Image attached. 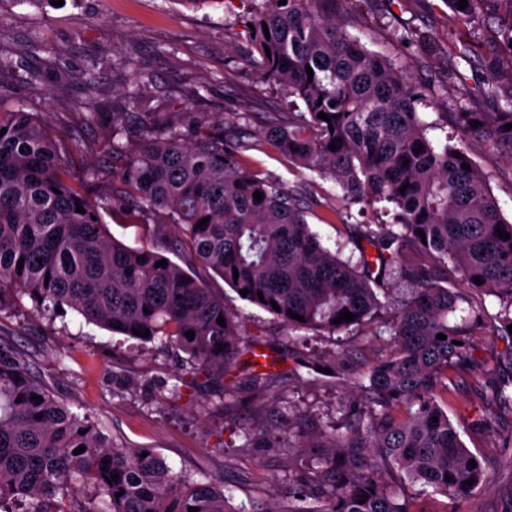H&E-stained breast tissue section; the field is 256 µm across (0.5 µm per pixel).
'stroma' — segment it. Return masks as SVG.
<instances>
[{
	"label": "stroma",
	"mask_w": 512,
	"mask_h": 512,
	"mask_svg": "<svg viewBox=\"0 0 512 512\" xmlns=\"http://www.w3.org/2000/svg\"><path fill=\"white\" fill-rule=\"evenodd\" d=\"M250 0H0V57L15 66L0 78V105L26 102L50 133L69 148V168L92 201L112 196V178L90 179L88 171L112 156L109 121L86 126L76 106L86 95L80 77L97 80L96 93L121 110L132 80L131 64L149 73L145 95L152 111L189 107L212 123L225 113L239 115L241 132L256 134L288 120V101L279 87L261 81L253 64ZM336 16L345 30L369 50L407 65L412 83L423 91L419 104L426 122L438 130L453 126L452 114L466 107L492 112L497 105L481 95L488 72L512 87V0H486L484 16L471 24L452 22L447 0H343ZM427 36L428 51L402 40L405 31ZM41 46L27 56L29 42ZM204 87L202 98L190 92ZM483 171L503 217L512 222V160L479 138L466 141ZM246 156L252 167L301 201H313L308 221L329 248L359 260L361 246L350 224L362 221L341 199L332 181L288 163L267 144ZM104 221L110 234L133 248L156 247L169 232L164 218H142L114 209ZM208 288L236 316L243 342L254 345L225 374L230 395L189 386L185 354L173 343L142 344L87 322L74 310L50 319L30 303L0 311V336L27 351L36 374L57 397L98 422L106 437L128 448H151L174 472L229 488L233 512H265L277 503L286 512L288 483L296 471L288 464L281 437L268 430L257 448L244 445L242 431L254 422L270 426L277 418L270 399L290 402L301 434L336 425L351 394L346 381L356 369L382 358L388 347L372 322L332 336L291 329L265 310L242 300L214 273L203 275ZM276 379L263 394L245 384L254 363ZM340 366L344 377L318 372V365ZM448 418L467 448L491 475L471 502L457 504L440 495L404 486L413 512H512V456L500 446L512 430V411L494 404L472 369L448 371ZM492 417L494 430L481 420Z\"/></svg>",
	"instance_id": "35a3bbf8"
}]
</instances>
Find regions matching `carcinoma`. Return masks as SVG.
Returning a JSON list of instances; mask_svg holds the SVG:
<instances>
[{"label":"carcinoma","mask_w":512,"mask_h":512,"mask_svg":"<svg viewBox=\"0 0 512 512\" xmlns=\"http://www.w3.org/2000/svg\"><path fill=\"white\" fill-rule=\"evenodd\" d=\"M252 2L257 74L305 108L260 136L291 163L333 181L348 204L391 205L395 224L360 225L356 232L377 249L384 277L409 284L377 332L392 350L356 373L361 398L347 407L340 426L306 446L293 441V427L284 431V447L299 469L288 512H412L397 492L402 482L467 502L489 474L441 403L448 369L473 365L468 336L480 319L452 322L459 296L446 283L451 268L469 291L497 297L495 330L512 339V238L498 236L500 230L512 235V222L464 142L478 136L508 150L512 161V130L504 128L512 123V95L495 112L454 113L459 142H437L417 112L423 97L405 70L344 30L336 0ZM483 2L468 0L460 10V0H448V7L466 24L480 16ZM149 82L147 72L136 70L127 99L140 103ZM102 109L93 90L79 105L89 126ZM321 112L330 121L318 118ZM108 116L117 193L135 213L167 217L171 242L193 251L230 287L248 290L245 301L290 328L332 335L385 313L378 278L325 247L308 223V208L250 170L243 159L249 144L235 126L211 131L197 117L187 140L182 112ZM3 128L0 309L25 297L38 314L68 308L129 339L165 338L188 355L189 384L224 380L241 354L238 323L224 300L170 259L155 266L165 258L160 252L113 238L101 215L112 198L96 204L86 198L71 181L62 144L36 113L22 103L0 108ZM256 191L262 200H255ZM343 311L354 320L333 323ZM293 312L303 320L291 318ZM135 329L150 335L137 336ZM440 333L447 339L436 338ZM493 374L492 400L512 408V346ZM81 445L84 452L73 454ZM227 501L224 488L173 472L153 449L108 440L91 417L57 399L24 351L0 341V512H230Z\"/></svg>","instance_id":"obj_1"}]
</instances>
